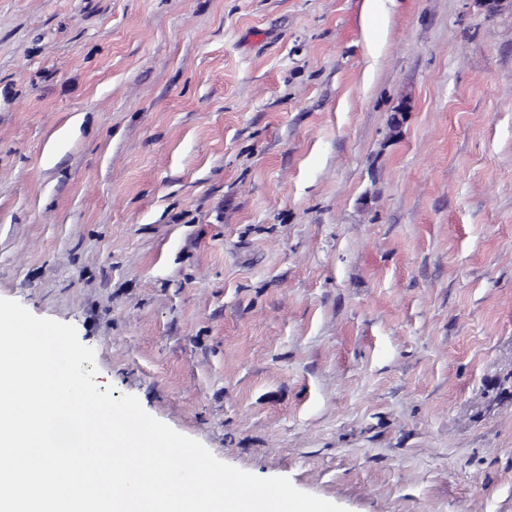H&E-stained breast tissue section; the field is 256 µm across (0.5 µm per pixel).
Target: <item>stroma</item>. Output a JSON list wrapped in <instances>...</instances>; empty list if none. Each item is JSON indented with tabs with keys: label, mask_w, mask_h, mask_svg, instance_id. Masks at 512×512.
<instances>
[{
	"label": "stroma",
	"mask_w": 512,
	"mask_h": 512,
	"mask_svg": "<svg viewBox=\"0 0 512 512\" xmlns=\"http://www.w3.org/2000/svg\"><path fill=\"white\" fill-rule=\"evenodd\" d=\"M0 0V298L347 512H512V0Z\"/></svg>",
	"instance_id": "stroma-1"
}]
</instances>
